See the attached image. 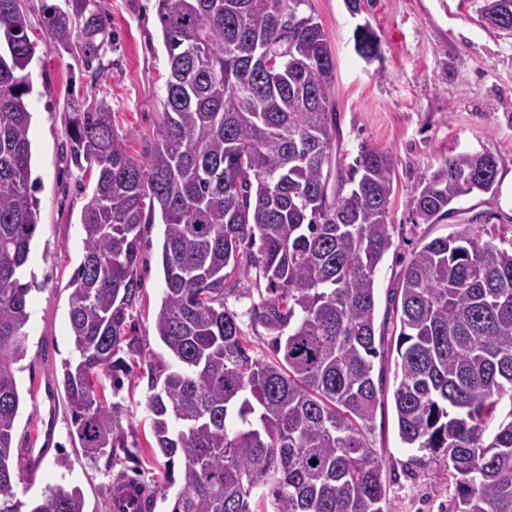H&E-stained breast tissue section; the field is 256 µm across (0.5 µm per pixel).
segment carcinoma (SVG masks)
I'll use <instances>...</instances> for the list:
<instances>
[{"label": "carcinoma", "mask_w": 512, "mask_h": 512, "mask_svg": "<svg viewBox=\"0 0 512 512\" xmlns=\"http://www.w3.org/2000/svg\"><path fill=\"white\" fill-rule=\"evenodd\" d=\"M305 0H157L169 76L157 139L132 158L102 98L66 113L70 162L96 172L80 224L84 252L69 286L76 359L61 385L70 435L94 461L128 451L107 403L131 365L146 368V409L170 512H386L372 448L374 274L398 248L390 224L391 154L362 149L344 167L331 92L336 62ZM486 27L512 26V0H484ZM55 47L97 73L111 44L97 0L45 5ZM21 0H0V512L16 498L12 437L17 364L30 319L25 280L38 226L27 68L35 55ZM491 152L450 155L412 204L439 224L471 193L495 195ZM164 226V292L155 333L169 360L143 352L130 318L141 297L145 231ZM255 273V289L240 288ZM258 294L252 321L269 359L250 354L227 295ZM392 394L409 448L455 478L448 512H512V241L435 237L413 252L392 300ZM28 512H84L74 488H49Z\"/></svg>", "instance_id": "cac0c4a2"}]
</instances>
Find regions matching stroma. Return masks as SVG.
<instances>
[{"mask_svg": "<svg viewBox=\"0 0 512 512\" xmlns=\"http://www.w3.org/2000/svg\"><path fill=\"white\" fill-rule=\"evenodd\" d=\"M45 0H24L28 34L35 45L29 67L32 91V175L38 180L39 226L31 242L27 354L17 374L21 405L13 431L16 497L32 503L50 487H79L85 512H111L115 477H127L145 490L151 512H170L175 488L163 483L164 457L155 449L145 409L147 382L131 378L119 392L121 425L137 462L124 457L90 461L69 436L60 382L65 360L74 358L68 319V283L83 255L81 212L89 201L94 173L69 164L65 112L74 102L103 98L112 106L115 127L133 157L157 137L169 74L155 0H98L109 16L112 45L99 75L79 70L72 57L51 46L44 20ZM351 14L345 0H304L298 12L313 16L336 59L332 96L340 131V156L352 162L361 147L389 150L395 168L390 215L397 249L375 273L378 312L398 286V274L420 238L445 237L465 230L470 219L492 211L487 239L512 238V205L501 195L471 194L439 224L417 219L411 203L425 175L442 157L494 153L500 171L512 169V37L479 25L481 0H361ZM366 24L379 43L377 58L354 47L357 25ZM162 225L147 233L139 266L142 299L132 312L133 330L144 350L165 355L154 331L163 296ZM370 441L383 461L388 512H448L452 479L443 462H417L405 448L392 402L378 409Z\"/></svg>", "mask_w": 512, "mask_h": 512, "instance_id": "obj_1", "label": "stroma"}]
</instances>
